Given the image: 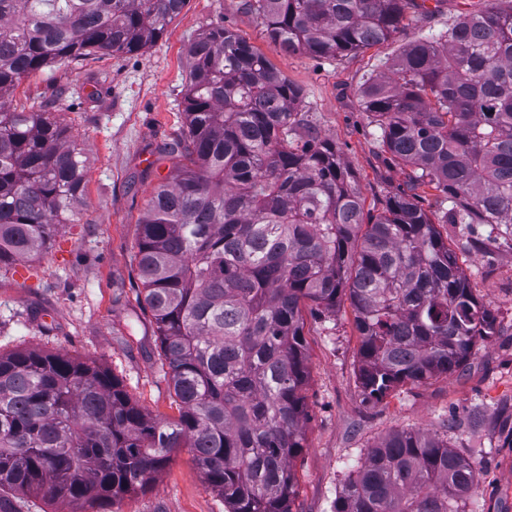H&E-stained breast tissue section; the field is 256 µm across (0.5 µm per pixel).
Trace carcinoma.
I'll list each match as a JSON object with an SVG mask.
<instances>
[{
  "label": "carcinoma",
  "instance_id": "carcinoma-1",
  "mask_svg": "<svg viewBox=\"0 0 512 512\" xmlns=\"http://www.w3.org/2000/svg\"><path fill=\"white\" fill-rule=\"evenodd\" d=\"M187 0H0V99L28 74L158 41ZM270 43L318 57L396 38L418 0H244ZM186 132L140 221L144 301L179 417L158 421L107 369L59 354L0 355V498L73 512L145 490L189 448L227 512H291L303 448L307 357L301 307L347 297L359 383L397 387L460 370L496 318L436 224L512 225V0H484L444 32L403 44L360 91L390 161L419 195L376 214L336 146L303 125L302 87L236 31L189 50ZM82 152L46 112L0 104V266L44 247L78 200ZM479 470L419 431L368 449L335 512H468ZM12 506L16 512H69L68 507L61 504H50L41 497L19 496L9 494Z\"/></svg>",
  "mask_w": 512,
  "mask_h": 512
}]
</instances>
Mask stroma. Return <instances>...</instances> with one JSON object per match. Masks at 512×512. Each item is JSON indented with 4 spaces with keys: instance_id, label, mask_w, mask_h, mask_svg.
I'll use <instances>...</instances> for the list:
<instances>
[{
    "instance_id": "1",
    "label": "stroma",
    "mask_w": 512,
    "mask_h": 512,
    "mask_svg": "<svg viewBox=\"0 0 512 512\" xmlns=\"http://www.w3.org/2000/svg\"><path fill=\"white\" fill-rule=\"evenodd\" d=\"M243 0H187L154 44L133 55L70 59L25 76L7 106L54 113L85 154V179L69 223L45 251L0 268V353L40 350L92 360L113 373L159 420L179 416L152 314L143 305L135 254L139 222L172 162L161 147L186 129L185 86L191 41L222 22L300 85L305 125L335 143L367 211L407 190V173L389 165L359 92L385 71L403 43L447 29L481 0H426L398 40L338 58L286 54L269 42ZM474 294L500 329L478 341L463 369L365 400L358 379L359 334L349 300L334 312L304 304L309 375L302 452L292 460V512H334L368 448L403 430L447 440L481 472L477 512H512V232L481 224H443ZM99 512H227L207 488L190 449L179 448L144 491L105 502Z\"/></svg>"
}]
</instances>
